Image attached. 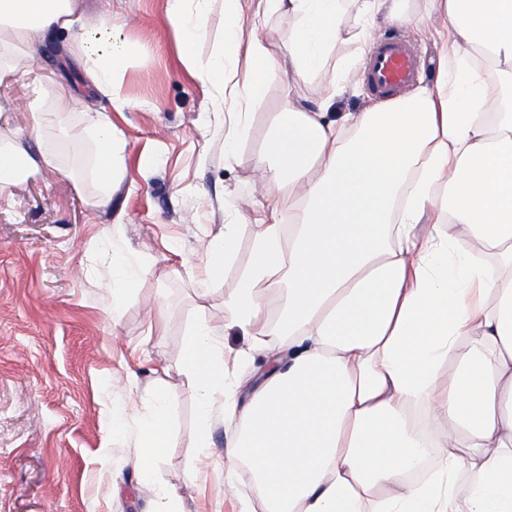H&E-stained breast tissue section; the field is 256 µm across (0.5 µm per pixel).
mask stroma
<instances>
[{"label":"stroma","instance_id":"1","mask_svg":"<svg viewBox=\"0 0 512 512\" xmlns=\"http://www.w3.org/2000/svg\"><path fill=\"white\" fill-rule=\"evenodd\" d=\"M83 3L90 17L111 18L119 36L127 106L84 92V72L64 34L48 38L24 74L0 82L1 135L21 138L35 154L56 155L65 143L94 155L84 114L104 112L124 157L104 206L95 162L76 166L57 155L0 198V512H164L162 490L170 484L179 489L181 512H241L224 495L230 427L215 426V463L200 466L196 391L181 370L180 348L205 320L238 357L230 381L264 367L265 354L250 337L225 328L224 281L204 276L201 245L219 241L224 208L232 206L242 222L236 264L249 263L259 159L292 73L286 61L275 64L247 137L225 152L224 105L199 69L224 46V0H212L192 62L179 53L171 0ZM441 25L437 18L379 21L367 39L410 42L427 82ZM48 68L81 89V109L37 135L25 104ZM108 250L141 270L117 309ZM153 388L168 399L171 427L153 480L143 482L137 427L145 407L129 410L125 438L106 437L113 405Z\"/></svg>","mask_w":512,"mask_h":512}]
</instances>
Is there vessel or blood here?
<instances>
[{"instance_id":"b4317fda","label":"vessel or blood","mask_w":512,"mask_h":512,"mask_svg":"<svg viewBox=\"0 0 512 512\" xmlns=\"http://www.w3.org/2000/svg\"><path fill=\"white\" fill-rule=\"evenodd\" d=\"M418 74L419 60L405 40L391 36L374 42L365 64L364 77L379 99L396 98L415 82Z\"/></svg>"}]
</instances>
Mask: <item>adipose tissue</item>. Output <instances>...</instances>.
Masks as SVG:
<instances>
[{"mask_svg": "<svg viewBox=\"0 0 512 512\" xmlns=\"http://www.w3.org/2000/svg\"><path fill=\"white\" fill-rule=\"evenodd\" d=\"M252 2L225 0V48L206 64L228 150L274 62ZM266 2L295 22L280 47L294 78L261 156L271 207L258 210L251 260L224 298L225 327L265 350L266 366L247 384L228 383L212 326H196L181 362L199 394L198 446L209 451L216 419L234 427L225 484L239 490L246 475L242 512H512V0H426L444 21L434 80L332 119L324 109L356 73L367 27L410 22L405 0H361L350 27L345 0ZM195 3L169 15L190 61L209 0ZM85 23L79 0H0V48L27 60L46 34L76 32L89 90L121 103L122 51ZM342 43L354 51L337 55ZM330 59L324 109L308 110L299 86ZM41 82L52 93L32 112L71 111L73 87L51 69ZM85 120L111 190L115 130L101 115ZM41 162L54 159L0 135V196ZM239 230L225 208L224 245L205 248L207 277L233 265ZM142 401L149 480L169 407L155 389Z\"/></svg>", "mask_w": 512, "mask_h": 512, "instance_id": "ef3b65f1", "label": "adipose tissue"}]
</instances>
